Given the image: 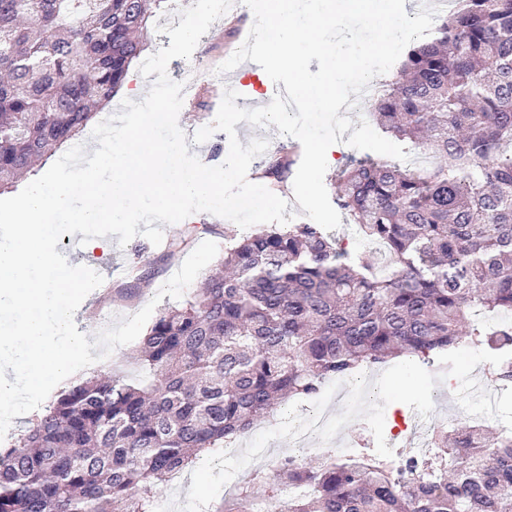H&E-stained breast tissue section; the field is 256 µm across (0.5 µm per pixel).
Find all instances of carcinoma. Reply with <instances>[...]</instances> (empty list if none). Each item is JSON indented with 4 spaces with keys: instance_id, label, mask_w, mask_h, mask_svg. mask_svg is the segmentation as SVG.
I'll use <instances>...</instances> for the list:
<instances>
[{
    "instance_id": "obj_1",
    "label": "carcinoma",
    "mask_w": 512,
    "mask_h": 512,
    "mask_svg": "<svg viewBox=\"0 0 512 512\" xmlns=\"http://www.w3.org/2000/svg\"><path fill=\"white\" fill-rule=\"evenodd\" d=\"M164 0H0V193L110 104ZM376 129L430 169L356 159L336 205L389 266L355 262L317 224L232 234L224 269L161 312L138 360L149 382L78 381L0 449V512H152L160 486L242 436L276 401L400 356L512 352V0H460L410 44L373 102ZM294 164L258 162L283 186ZM432 457L287 459L260 492L281 512H512V431L433 432Z\"/></svg>"
}]
</instances>
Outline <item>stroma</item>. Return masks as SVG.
<instances>
[{
    "label": "stroma",
    "mask_w": 512,
    "mask_h": 512,
    "mask_svg": "<svg viewBox=\"0 0 512 512\" xmlns=\"http://www.w3.org/2000/svg\"><path fill=\"white\" fill-rule=\"evenodd\" d=\"M252 24V17L244 9L238 11L235 23L217 20L200 38L190 60L187 61L195 65L208 55L216 58L224 56L229 50L237 47L242 33L251 28ZM187 61L173 59L168 66L169 77L178 79L179 68ZM232 226L230 220L208 212H198L180 223L165 226L163 244L155 246L145 237L138 236L126 246L115 245L108 252L98 251L90 254L93 270L103 277L109 290L97 298L86 297L77 310L78 318L86 319L89 324L103 329L113 325L119 318L137 313L151 300H156L155 295L162 285L179 269L189 252L201 242L212 241L218 246H225L226 233ZM180 239L186 240V247L177 251L174 258H167L169 242ZM148 267L155 272L148 286L139 288L136 294L129 298L117 295V288L133 285L141 271ZM348 442L357 449H371L375 446L374 436L367 424L357 420L343 427L326 449L314 451L307 446L299 447L294 441H270L260 459L253 462L252 467L269 473L278 462L291 456H301L306 462L315 464L321 462L327 454L341 455L343 444Z\"/></svg>",
    "instance_id": "35a3bbf8"
}]
</instances>
